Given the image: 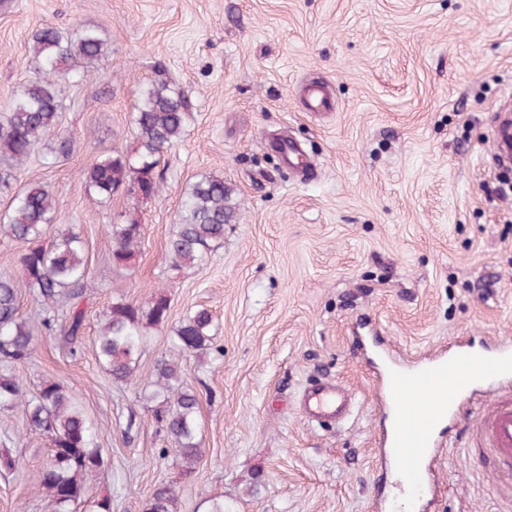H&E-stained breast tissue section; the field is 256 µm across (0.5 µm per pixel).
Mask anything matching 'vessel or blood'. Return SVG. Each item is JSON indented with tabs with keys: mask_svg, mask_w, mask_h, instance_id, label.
Masks as SVG:
<instances>
[{
	"mask_svg": "<svg viewBox=\"0 0 512 512\" xmlns=\"http://www.w3.org/2000/svg\"><path fill=\"white\" fill-rule=\"evenodd\" d=\"M303 99L310 112H328L334 107L321 81L308 82ZM277 150L288 167L312 175L292 140L280 141ZM391 370L394 379L386 384L385 402L399 413L401 423L384 435L383 445L403 459L406 478L426 475V462L436 446L434 429L441 421H455L460 411L455 400L461 395L483 404L481 430L496 454L497 466L512 471V347L500 345L494 353L482 356L462 347L447 358L395 364ZM354 403L353 394L337 384L316 383L302 394L303 413L315 423H343Z\"/></svg>",
	"mask_w": 512,
	"mask_h": 512,
	"instance_id": "b4317fda",
	"label": "vessel or blood"
}]
</instances>
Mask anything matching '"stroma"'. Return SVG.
Listing matches in <instances>:
<instances>
[{"label": "stroma", "mask_w": 512, "mask_h": 512, "mask_svg": "<svg viewBox=\"0 0 512 512\" xmlns=\"http://www.w3.org/2000/svg\"><path fill=\"white\" fill-rule=\"evenodd\" d=\"M97 30L103 57L66 85L56 137L43 140L19 183L53 193L59 224L84 244L88 288L82 347L68 355L36 323L32 358L14 366L24 394L66 383L102 430L111 512H143L157 485L177 512H381L405 496L381 466L386 409L375 379L391 360L449 354L457 341L512 343V187L493 164L496 109L512 94V0H0V113L29 79L41 23ZM328 83L336 109L306 111L301 84ZM163 79L188 94L185 135L164 152L161 192L118 190L99 203L86 170L102 154H134L141 91ZM288 136L312 163L302 180L272 146ZM74 147L57 154V137ZM223 177L238 216L203 267L175 268L167 242L189 187ZM144 237L112 266L111 223ZM165 296V323L147 329L137 384L113 382L95 339L113 301ZM213 315L207 349L181 356L200 397L204 456L183 474L140 398L174 330ZM178 354V353H177ZM338 383L357 400L342 425L305 420L301 393ZM478 408L441 433L422 512H512ZM0 448L21 469L0 476V512H49L35 481L46 438L16 409H0Z\"/></svg>", "instance_id": "stroma-1"}]
</instances>
